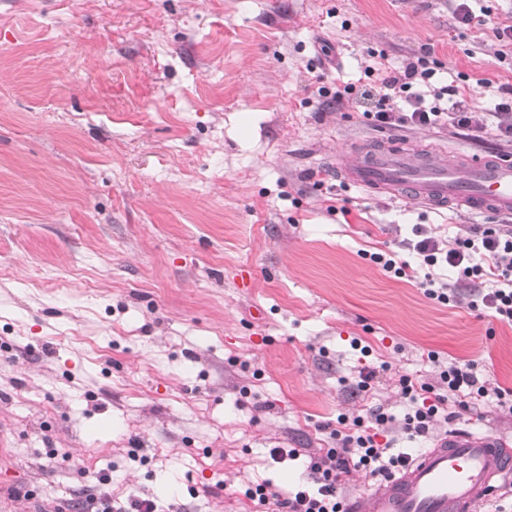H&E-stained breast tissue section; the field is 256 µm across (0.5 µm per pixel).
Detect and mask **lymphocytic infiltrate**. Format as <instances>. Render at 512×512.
<instances>
[{
    "label": "lymphocytic infiltrate",
    "mask_w": 512,
    "mask_h": 512,
    "mask_svg": "<svg viewBox=\"0 0 512 512\" xmlns=\"http://www.w3.org/2000/svg\"><path fill=\"white\" fill-rule=\"evenodd\" d=\"M435 75V68L420 57L385 72L378 85L348 84L333 91L324 87L319 94L332 110L340 109L350 96H359L368 103L366 119L381 129H430L446 122L472 140H482L492 128L499 141L512 144V96L501 98L490 111H478L458 87L434 85ZM400 246L408 259L380 251L370 253L369 260L399 279L423 269L426 296L442 304L458 299L462 289H471L474 306L512 321L511 224L470 225L452 242L436 225L415 224ZM427 357L438 365L433 380L408 374L398 378L399 394L408 404L403 413L376 405L362 415L339 414L328 447L309 456L301 483L284 494L271 490L269 484H255L245 488L244 497L262 512H346L344 488L350 473L365 470L382 478L409 463V454L393 452L391 435L430 440L436 428L455 419L457 411L481 402L512 414L511 389L488 387L473 365L441 364L433 351Z\"/></svg>",
    "instance_id": "1"
}]
</instances>
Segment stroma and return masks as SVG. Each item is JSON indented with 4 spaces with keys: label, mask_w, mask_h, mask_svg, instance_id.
Masks as SVG:
<instances>
[{
    "label": "stroma",
    "mask_w": 512,
    "mask_h": 512,
    "mask_svg": "<svg viewBox=\"0 0 512 512\" xmlns=\"http://www.w3.org/2000/svg\"><path fill=\"white\" fill-rule=\"evenodd\" d=\"M0 0V512L107 492L255 512L324 426L398 400L428 352L512 389V324L364 259L472 221L337 182L386 140L505 153L445 124L381 130L320 87L429 54L488 109L512 0ZM251 286L239 288V270ZM368 346L354 349L352 340ZM379 369L372 394L359 371ZM296 448L274 462L272 447ZM112 476L103 486L101 473Z\"/></svg>",
    "instance_id": "stroma-1"
}]
</instances>
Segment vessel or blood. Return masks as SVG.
<instances>
[{
    "label": "vessel or blood",
    "instance_id": "obj_1",
    "mask_svg": "<svg viewBox=\"0 0 512 512\" xmlns=\"http://www.w3.org/2000/svg\"><path fill=\"white\" fill-rule=\"evenodd\" d=\"M337 181L433 209L512 215V160L382 143L338 163ZM512 477V440L460 428L436 439L403 471L357 494L348 512H473Z\"/></svg>",
    "mask_w": 512,
    "mask_h": 512
}]
</instances>
